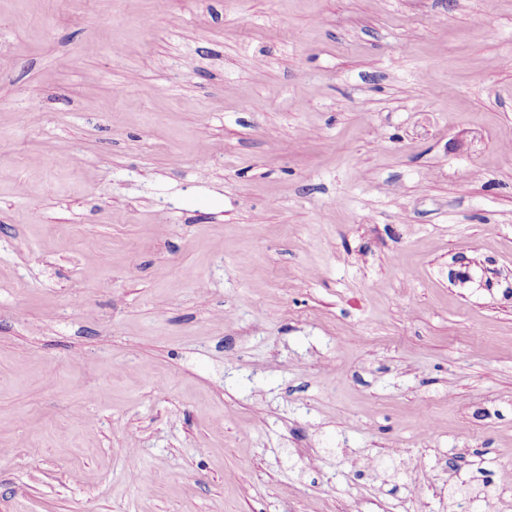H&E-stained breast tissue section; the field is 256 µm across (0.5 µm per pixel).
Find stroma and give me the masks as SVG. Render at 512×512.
<instances>
[{
  "label": "stroma",
  "mask_w": 512,
  "mask_h": 512,
  "mask_svg": "<svg viewBox=\"0 0 512 512\" xmlns=\"http://www.w3.org/2000/svg\"><path fill=\"white\" fill-rule=\"evenodd\" d=\"M0 512H512V0H0Z\"/></svg>",
  "instance_id": "obj_1"
}]
</instances>
